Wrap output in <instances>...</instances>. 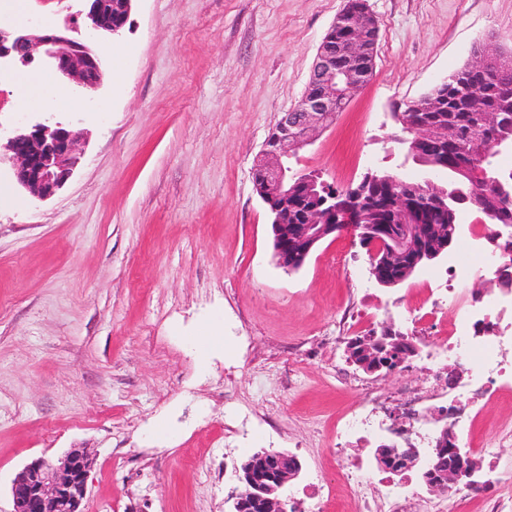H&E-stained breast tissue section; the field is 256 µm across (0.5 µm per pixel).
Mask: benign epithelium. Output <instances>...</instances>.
<instances>
[{"instance_id": "7a95c632", "label": "benign epithelium", "mask_w": 512, "mask_h": 512, "mask_svg": "<svg viewBox=\"0 0 512 512\" xmlns=\"http://www.w3.org/2000/svg\"><path fill=\"white\" fill-rule=\"evenodd\" d=\"M77 9L72 13L73 22L62 28L43 27L37 24L22 29L0 28V67L47 65L59 76L87 90H97L104 81L102 61L90 45L75 36L78 20L82 19L95 33L114 36L122 33L126 22L117 23L112 18V0H75ZM355 25L352 38L338 42L323 38L313 63L308 90L291 110L279 119L272 136L268 137L255 163L262 184L255 186L263 195L266 205L288 197V185L300 173L289 165L290 159L310 145L316 134L327 128L343 111L354 91L367 83L373 74L376 43L370 41L369 31L378 27L377 18L367 6L346 0L333 26H340L347 19ZM507 54L484 51L473 63L471 72L496 74ZM365 61L359 69L350 67L353 61ZM512 112V92L501 96L494 108L480 114L483 129L496 127V113ZM414 133L412 155L420 160L426 156L428 143L435 140L427 124L404 121ZM78 134L61 121H26L0 142V163L7 161L13 168L17 185L31 197L45 200L54 196L71 178L79 163ZM391 192L398 201L401 223L365 224L363 212L349 205L345 196L330 197L328 211L314 208L306 213L305 223L290 226L275 217L271 224L273 256L276 265L288 272L301 269L315 249L327 238L350 234L359 238L366 247L369 263H374L380 253L386 257L404 259V271L413 273L439 258L449 245L430 247L409 246L414 234V212L406 207L410 193L430 191L444 197V187L434 171L423 180L389 178ZM363 354L378 351L379 361L350 363L370 374L391 376L400 365L417 351L414 342L389 323L381 331L365 338ZM448 455V469L442 479L450 487L464 485L480 487L473 476L479 464L463 449L455 435L448 433V423L438 428V438L430 448H400L392 445L387 456L377 455L381 468L390 463L407 468H432L435 456ZM93 455L87 448H72L57 460L36 458L26 464L11 485L13 508L11 512H84L82 505L88 494V478L93 466ZM285 456L266 448L252 459L241 464V481L246 489L234 495L231 512H288L290 499L288 486L302 472L300 460L283 464Z\"/></svg>"}]
</instances>
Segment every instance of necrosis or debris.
<instances>
[{"instance_id":"necrosis-or-debris-1","label":"necrosis or debris","mask_w":512,"mask_h":512,"mask_svg":"<svg viewBox=\"0 0 512 512\" xmlns=\"http://www.w3.org/2000/svg\"><path fill=\"white\" fill-rule=\"evenodd\" d=\"M482 231V224L472 225L473 243L448 262V303L431 309L442 336L430 367L397 393V411H390L386 398L366 390L361 406L337 428L338 444L354 439L368 442L400 427L407 431L413 446L421 448L426 439L423 425L434 411V400L445 399L449 429L462 431L473 425L465 417L466 407L480 409L492 385L512 390V361L504 356L505 350L512 349V289L477 299L467 287L498 260L481 244ZM451 362L465 368V378L449 380L447 365ZM341 471L344 480L360 489L352 512H378L382 504L387 512H398V505L410 498L409 479H378L364 462L349 458L342 459Z\"/></svg>"}]
</instances>
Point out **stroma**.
I'll list each match as a JSON object with an SVG mask.
<instances>
[{"label": "stroma", "instance_id": "35a3bbf8", "mask_svg": "<svg viewBox=\"0 0 512 512\" xmlns=\"http://www.w3.org/2000/svg\"><path fill=\"white\" fill-rule=\"evenodd\" d=\"M0 0V27L19 15L61 27L63 0ZM379 21L373 76L291 165L340 187L370 169L414 179L393 106L428 93L483 44L512 52V0H367ZM344 0H136L117 39L93 48L108 73L90 101L74 89L21 104L22 82L47 67L0 72V130L52 114L80 135L83 157L39 201L0 167V512L38 457L95 455L87 512H230L242 488L218 452L225 393L254 423L236 462L262 448L316 467L338 502L358 494L336 461V423L362 387L401 390L424 367L437 328L420 314L447 296V258L394 288L368 274L342 235L293 274L273 260L257 155L302 97L318 47ZM120 80H113V72ZM387 321L420 354L390 377L346 360L347 337ZM211 329V348L195 338ZM512 424V391L486 403L460 436L494 447ZM217 473L205 485L195 466ZM419 512H488L483 496L428 493L409 473Z\"/></svg>", "mask_w": 512, "mask_h": 512}]
</instances>
